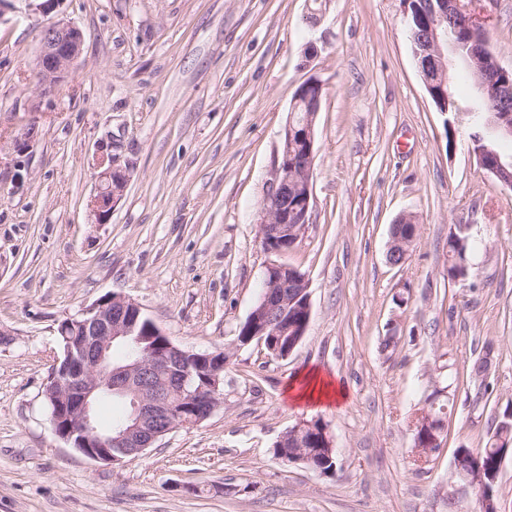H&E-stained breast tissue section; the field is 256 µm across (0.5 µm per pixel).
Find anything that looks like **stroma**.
<instances>
[{
    "label": "stroma",
    "mask_w": 512,
    "mask_h": 512,
    "mask_svg": "<svg viewBox=\"0 0 512 512\" xmlns=\"http://www.w3.org/2000/svg\"><path fill=\"white\" fill-rule=\"evenodd\" d=\"M512 67V0H472ZM401 0H17L0 18V512H476L448 503L456 449L512 412V188L483 169L468 122L447 134ZM85 43L59 91L35 70L49 21ZM323 85L312 222L283 260L311 317L285 359L238 345L271 257L262 202L295 90ZM126 168L109 223L97 158ZM417 218L403 263L391 226ZM474 247L448 281V233ZM132 298L177 345L228 348L224 404L120 465L52 431L44 397L60 322L103 295ZM486 380L469 367L486 342ZM345 392L299 399L306 375ZM438 393L440 449L414 460L412 421ZM336 450L324 474L277 458L298 421Z\"/></svg>",
    "instance_id": "stroma-1"
}]
</instances>
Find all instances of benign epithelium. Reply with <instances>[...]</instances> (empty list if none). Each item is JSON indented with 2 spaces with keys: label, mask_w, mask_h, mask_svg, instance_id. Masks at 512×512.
<instances>
[{
  "label": "benign epithelium",
  "mask_w": 512,
  "mask_h": 512,
  "mask_svg": "<svg viewBox=\"0 0 512 512\" xmlns=\"http://www.w3.org/2000/svg\"><path fill=\"white\" fill-rule=\"evenodd\" d=\"M403 14L411 29L413 45L423 46L430 53L426 58L415 52L418 67L430 95L448 102V51H457L460 35L456 17L465 21L467 33L476 42L469 52L475 72V89L483 98L492 99L502 87L506 73L489 48L487 30L482 22L467 12L465 0H438L430 4L428 13L410 12L417 0H401ZM85 35L76 26L53 22L40 34V49L35 68L42 93L59 90L72 65L79 58ZM322 87L320 81L309 79L301 84L293 97L292 108L304 104L307 113L299 124L289 122L287 130L299 132L300 148L294 153L277 155L274 179L263 203L260 241L263 249L276 256L283 255L280 242L291 233L301 237L311 223L312 173L314 167L315 119L321 96L311 97V89ZM493 125L501 136H512V115L493 111ZM480 165L503 185L512 187V158H505L488 145L474 149ZM98 186L93 211L99 224L107 223L120 204L129 176L114 159L99 163ZM266 288L252 308L244 333V343L266 344L277 358L288 357L303 340L309 321L301 325L288 321L287 304L308 292L307 278L297 281L285 263L272 261L266 267ZM63 337L62 356L55 359L48 376L44 395L50 401V423L53 431L83 456L101 463L118 461V450L126 459H133L179 427L195 426L209 418L219 407L224 394L219 392L224 371V352L194 351L174 344L132 299L110 293L91 306L64 320L58 327ZM153 334L165 338L160 345L147 347L131 364L112 365V346L117 340L130 342L132 337L145 341ZM117 396L130 400L127 420L109 431L99 429L95 419L98 401ZM285 435L294 451L283 459L290 463L310 464L314 453L306 445L321 436L326 454L334 445L326 430H317L314 423L300 421ZM507 451L498 453L492 467L475 473L454 463L457 478L471 487L477 499L491 492Z\"/></svg>",
  "instance_id": "benign-epithelium-1"
}]
</instances>
